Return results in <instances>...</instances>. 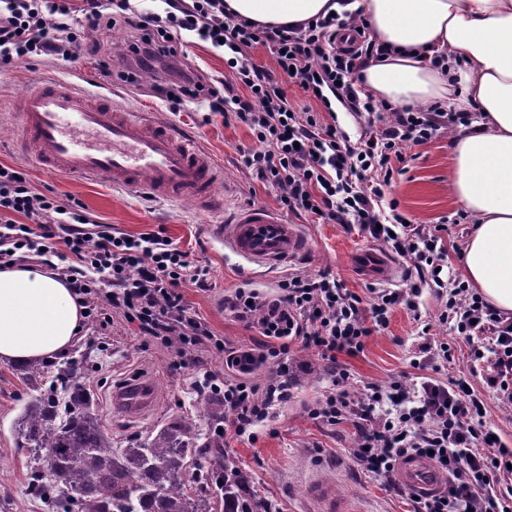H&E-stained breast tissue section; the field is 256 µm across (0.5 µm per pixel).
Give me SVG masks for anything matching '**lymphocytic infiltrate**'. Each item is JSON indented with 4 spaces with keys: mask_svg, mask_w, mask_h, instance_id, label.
<instances>
[{
    "mask_svg": "<svg viewBox=\"0 0 512 512\" xmlns=\"http://www.w3.org/2000/svg\"><path fill=\"white\" fill-rule=\"evenodd\" d=\"M161 2V10L147 12L134 0H0V68L41 55L75 62L81 51L100 52L101 32L124 26L131 37L123 53L136 66L121 73L122 81L132 84L139 71L155 72L152 90L170 111L198 101L225 124L247 126L259 147L242 151V162L259 182L280 189L284 208L317 222L358 225L405 260L413 281L376 289L367 303L328 271L285 276L271 300L236 291L224 307L260 339L234 359L236 375L229 379L203 359L207 352L228 353L226 340L191 313L185 298L189 287L211 290L207 266L170 238L127 235L79 201L36 190L10 167L0 171V268L38 264L57 272L83 306L90 332L106 330L118 317L170 350L173 371L193 369L197 391L222 400L224 428L236 439H254L291 399L307 368L292 358V345L314 350L331 387L308 413L354 426L352 456L362 471L391 490L401 459L428 456L448 482L415 500L413 512H512V448L487 428L484 401L468 381L481 375L498 400L512 404L511 318L462 284L442 302L437 322L452 325L470 348L474 366L465 378L417 373L386 388L368 383L353 390L338 362L339 354L359 353L386 328L393 308L417 311L423 287H443L444 225L424 230L408 223L386 192L404 148L468 124L469 113L437 103L400 107L366 93L361 69L388 49L352 14L278 26L228 16L224 0ZM192 39L223 54L229 75L222 83L181 64ZM260 46L269 49L275 68L252 59L251 50ZM291 85L314 107L296 108L288 98ZM336 101L363 119L358 141L337 127ZM270 360L275 370L254 381V365Z\"/></svg>",
    "mask_w": 512,
    "mask_h": 512,
    "instance_id": "obj_1",
    "label": "lymphocytic infiltrate"
}]
</instances>
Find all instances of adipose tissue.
<instances>
[{
  "label": "adipose tissue",
  "mask_w": 512,
  "mask_h": 512,
  "mask_svg": "<svg viewBox=\"0 0 512 512\" xmlns=\"http://www.w3.org/2000/svg\"><path fill=\"white\" fill-rule=\"evenodd\" d=\"M225 2L239 17L292 25L318 16L329 0ZM350 8L393 49L362 71L376 99L478 112L449 141L451 191L474 224L461 259L484 299L512 315V0H352ZM83 321L72 289L52 271L0 268V362L66 353Z\"/></svg>",
  "instance_id": "adipose-tissue-1"
}]
</instances>
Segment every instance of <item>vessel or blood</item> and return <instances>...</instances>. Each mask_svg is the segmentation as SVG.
<instances>
[{
  "label": "vessel or blood",
  "mask_w": 512,
  "mask_h": 512,
  "mask_svg": "<svg viewBox=\"0 0 512 512\" xmlns=\"http://www.w3.org/2000/svg\"><path fill=\"white\" fill-rule=\"evenodd\" d=\"M21 133L32 160L58 175L105 180L120 190L170 201L189 200L203 210L216 208L222 167L199 141L173 125L118 107L111 97L79 92L71 84L48 81L19 101ZM225 250L239 258L247 279L259 269L274 270L308 253L311 243L298 225L270 208L251 205L217 225ZM155 389L142 380L114 390L110 403L127 415L153 410ZM397 480L412 494L444 487L446 475L431 460L411 456L400 461ZM317 512H348L333 483L309 488Z\"/></svg>",
  "instance_id": "obj_1"
}]
</instances>
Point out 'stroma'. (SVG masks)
Returning <instances> with one entry per match:
<instances>
[{
  "instance_id": "35a3bbf8",
  "label": "stroma",
  "mask_w": 512,
  "mask_h": 512,
  "mask_svg": "<svg viewBox=\"0 0 512 512\" xmlns=\"http://www.w3.org/2000/svg\"><path fill=\"white\" fill-rule=\"evenodd\" d=\"M101 61L98 55L83 56L69 64L43 55L0 69V165L22 169L38 190H49L62 198L72 197L122 232L131 235L163 232L188 251L192 259L210 268L213 283L210 291L191 288L186 291L191 310L206 318L212 330L231 346H254L257 333L245 329L224 311L225 297L244 288L246 282L236 260L228 257L209 228L224 223L244 205L279 208L280 190L253 179L240 162V149H257V142L245 125H225L221 116L209 115L203 104L189 103L179 113L169 112L153 96L150 74H141L135 84L107 79ZM55 79L85 92L110 94L118 106L157 113L161 119L197 136L223 167L224 177L218 188L223 198L222 209L202 211L188 202L133 196L106 182L87 183L39 171L17 147L20 123L17 101L33 84ZM405 166V173L396 176L392 184V198L420 227L447 224L448 265L453 277L463 278L458 258L469 236L470 224L462 219V209L451 194L452 156L447 136L408 150ZM287 221L298 224L312 243L310 252L287 265V272L311 274L330 270L347 288L365 299L369 298L368 288L372 285L403 287L402 277L377 279L361 270V254L371 248L382 250V243L338 224H318L292 215ZM418 302L419 309L415 312L395 307L387 329L372 336L362 352L339 354V363L351 374L352 389L367 383L386 387L411 372V362L419 358V347L424 342L419 335L420 322L424 319L433 323L434 341L449 343L454 355L447 369L438 371V378L468 374V348L448 327L437 324L440 300L433 289L424 288ZM292 356L310 364L312 371L299 376L288 404L279 410L269 426L258 430L255 440L238 441L230 437L224 440L225 453L249 474L251 491L271 502L278 512H313L314 504L306 489L311 480L320 478L335 483L351 512H410L409 496L390 493L379 480L357 467L350 454L355 443V431L350 423L329 426L309 415V405L329 390L330 379L314 351L296 350ZM170 360L166 348L136 335L131 327L118 320L110 335L93 337L91 345H75L66 356L48 360V374L40 388L32 387L21 366L0 363V500L6 503L5 512H46L43 503L29 492L33 462L29 452L20 446L16 425L25 406L37 394L52 391L59 402H66V390L57 386V369H73V380L84 387L90 411L98 417L113 444L124 448L178 419L203 424V409L192 388L191 374H171ZM141 376L153 382L159 403L148 415L131 419L111 408L109 395L114 386Z\"/></svg>"
}]
</instances>
